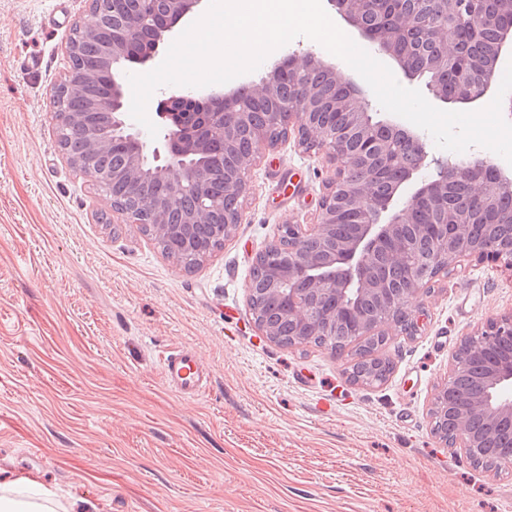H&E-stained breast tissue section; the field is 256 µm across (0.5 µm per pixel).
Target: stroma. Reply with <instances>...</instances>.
Instances as JSON below:
<instances>
[{
	"mask_svg": "<svg viewBox=\"0 0 512 512\" xmlns=\"http://www.w3.org/2000/svg\"><path fill=\"white\" fill-rule=\"evenodd\" d=\"M86 0H0V468L99 512H512V470L433 431L462 337L512 311V275L467 259L388 325L393 364L354 384V347L260 336L249 269L316 223L333 168L287 137L246 173L243 224L197 271L114 214L58 144L51 94ZM192 347L208 390L160 358Z\"/></svg>",
	"mask_w": 512,
	"mask_h": 512,
	"instance_id": "35a3bbf8",
	"label": "stroma"
}]
</instances>
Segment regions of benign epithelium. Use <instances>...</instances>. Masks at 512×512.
<instances>
[{"instance_id":"benign-epithelium-1","label":"benign epithelium","mask_w":512,"mask_h":512,"mask_svg":"<svg viewBox=\"0 0 512 512\" xmlns=\"http://www.w3.org/2000/svg\"><path fill=\"white\" fill-rule=\"evenodd\" d=\"M91 22L80 26L84 35L102 45L101 75L109 76L112 92L100 97L96 87L97 75L65 74L59 83V93H77L85 97L90 112L75 114L69 118L70 126L83 134L87 150L80 159L72 158L70 163L82 169L93 181L101 180L95 169L99 154L109 150L119 141L127 151L128 161L119 169L112 170V190L127 194L136 192L141 180L146 177L168 184L171 195L165 201L149 203L154 215V234L165 237L172 233L174 226L167 223V211L175 200L183 195L198 198V207L190 217V223L210 224L215 209L207 204L206 190L212 174L210 142L215 137L224 139V147L235 141L242 129H247L252 138V151L239 169L224 173L226 193L241 197L247 193L243 171L259 160L263 154L273 151L278 143L270 141L264 128L253 125L249 113L242 110L243 88L224 91L211 90L201 99L209 105V120L206 127L197 134L186 138L180 132L175 120L173 105L183 99L172 95L159 102L158 107L169 119V125L158 132L157 137L148 138L143 132L127 122L130 109V95L123 77L122 63L128 59V45L138 39L147 20L152 17L151 4L154 0H140L141 8L135 13L113 10L112 19L97 7V0H89ZM361 36L376 46L379 54L396 63L406 78L415 80L428 75L430 80L425 88L431 96L444 103L472 104L484 100L489 90L501 83L502 73L492 65L484 81L474 87L470 71L459 70L456 75L457 95L448 98V90L437 80L447 70L442 59L431 57L424 62L421 72L411 70L406 51L391 30H381L364 21L365 5L368 0H330ZM202 0H164L163 24L151 32V49L141 56L139 63L145 65L155 59L154 47L164 42L173 28L186 16L194 14ZM471 24L470 13L460 15L455 25L435 23L422 29L421 36L454 46L457 29ZM293 71L299 82L300 93L295 98L281 100L277 111L270 113V122L293 131L300 145L309 143L324 151L334 173L320 203V212L315 224H288L283 226L292 240L288 243V259L276 272L274 283L288 284V321L295 332L301 335L336 332V323L351 320L352 336H372L382 332L393 323L387 316L381 321L371 322L362 317L358 304L366 294H373L386 302L387 312L404 309L408 303H416L428 293L430 274H439L449 266L463 259L474 258L489 261L495 266L512 272V245L504 247L494 241H478L470 235V224L466 214L448 212L447 221L438 225L439 233L432 240L433 268L414 264L411 237L426 232V226H412L413 236L404 234L408 227L411 207L419 201H430L439 205L448 195V181L456 180L470 188L472 200L480 207L493 208L505 197L512 198V171L477 157L466 166H459L439 159L427 162L429 153L426 144L414 130L393 120H378L375 127L399 139L412 154L411 162L404 167L389 195L377 194L371 181L351 184L346 171L353 166L365 169L368 157L354 156L348 148V141L355 133L364 134L370 121L369 103L361 100L357 85L336 67L324 63L312 51L292 53L273 64L260 83L250 88V93L266 98L278 96L281 74ZM324 74L326 82L344 84L348 94L336 101V110L345 114L347 124L330 128L314 119V109L323 103V91L319 85L309 82L314 72ZM435 165V171L408 192L406 187L422 169ZM358 211L364 216V223L350 237L338 240L331 235L339 215ZM390 249V257L406 264L408 285L405 288H391L370 278V269L380 261L384 249ZM512 340V313L488 321L465 334L459 348L475 350L481 344L497 339ZM479 394L469 406L453 414L451 418L452 444L459 447L466 458H472L475 448L480 446V437L472 430L473 421L482 419L486 423V434L492 435L507 427L512 429V361L503 362L488 375L477 380Z\"/></svg>"}]
</instances>
